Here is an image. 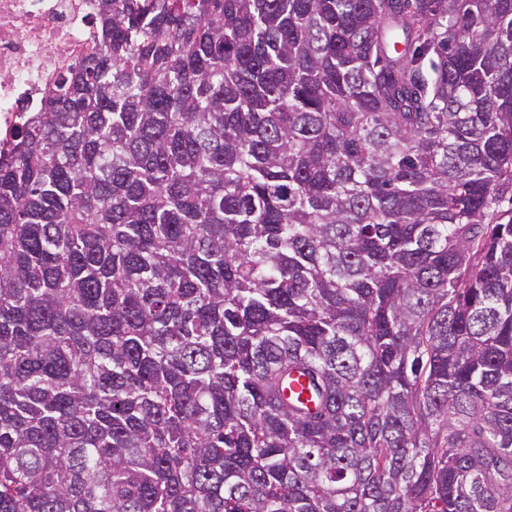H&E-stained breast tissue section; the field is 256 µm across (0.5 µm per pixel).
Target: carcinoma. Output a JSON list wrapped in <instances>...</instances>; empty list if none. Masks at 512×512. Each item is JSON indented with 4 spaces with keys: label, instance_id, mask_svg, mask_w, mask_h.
I'll return each instance as SVG.
<instances>
[{
    "label": "carcinoma",
    "instance_id": "1",
    "mask_svg": "<svg viewBox=\"0 0 512 512\" xmlns=\"http://www.w3.org/2000/svg\"><path fill=\"white\" fill-rule=\"evenodd\" d=\"M95 21L0 140V512H512V0Z\"/></svg>",
    "mask_w": 512,
    "mask_h": 512
}]
</instances>
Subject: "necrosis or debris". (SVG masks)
Instances as JSON below:
<instances>
[{"instance_id": "necrosis-or-debris-1", "label": "necrosis or debris", "mask_w": 512, "mask_h": 512, "mask_svg": "<svg viewBox=\"0 0 512 512\" xmlns=\"http://www.w3.org/2000/svg\"><path fill=\"white\" fill-rule=\"evenodd\" d=\"M98 0H0V128L95 45Z\"/></svg>"}]
</instances>
